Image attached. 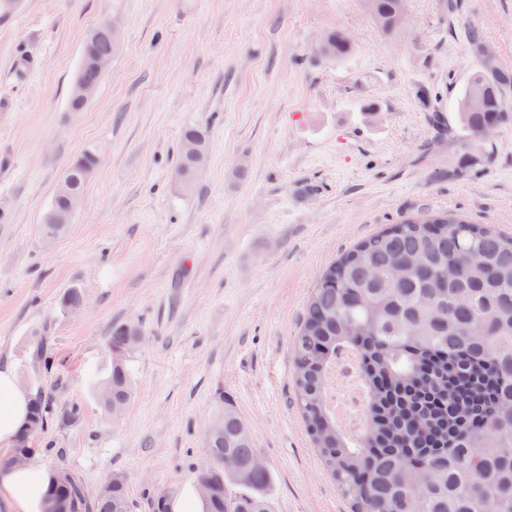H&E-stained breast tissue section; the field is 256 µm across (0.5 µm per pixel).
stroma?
Wrapping results in <instances>:
<instances>
[{
    "instance_id": "stroma-1",
    "label": "stroma",
    "mask_w": 512,
    "mask_h": 512,
    "mask_svg": "<svg viewBox=\"0 0 512 512\" xmlns=\"http://www.w3.org/2000/svg\"><path fill=\"white\" fill-rule=\"evenodd\" d=\"M0 20V358L79 420L33 439L37 465L87 498L119 474L136 512L195 492L205 434L236 409L271 473L273 512H349L294 403L293 341L321 273L424 207L512 233V121L482 141L439 134L480 59L512 71V0H408L384 35L363 0H21ZM120 44L84 111L68 106L87 36ZM344 31L337 64L321 40ZM377 104L368 116L364 106ZM209 159L172 184L185 127ZM98 150L73 221L41 224L66 167ZM79 311L64 307L70 289ZM133 323L134 394L97 385L113 326ZM318 50L325 58L340 63L352 54L353 44L344 33L336 31L325 37Z\"/></svg>"
}]
</instances>
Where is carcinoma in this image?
Returning <instances> with one entry per match:
<instances>
[{"mask_svg":"<svg viewBox=\"0 0 512 512\" xmlns=\"http://www.w3.org/2000/svg\"><path fill=\"white\" fill-rule=\"evenodd\" d=\"M400 0H364L386 34L398 33ZM463 37L480 68L456 98L457 127L435 113L439 130L480 138L512 114V73L484 54L478 29ZM119 32L102 24L87 38L73 84L98 85L96 65L112 57ZM353 52L342 32L328 34L319 53L338 63ZM475 98L479 110L469 108ZM173 168L176 188L190 192L208 160L207 139L189 126ZM97 166L88 148L66 169L42 224L54 239L72 222L70 200L84 193ZM458 274L448 279V265ZM138 328H112V372L100 392L111 412L124 409L133 385L124 355ZM294 390L303 423L328 476L351 512H512V236L448 213L422 211L360 241L321 275L294 341ZM358 365L364 405L357 431L342 426L329 384L341 359ZM54 417L38 394L29 423ZM210 485L204 512H272L270 472L246 423L220 407L205 436ZM126 480L117 474L88 505L79 485L60 476L45 512H133Z\"/></svg>","mask_w":512,"mask_h":512,"instance_id":"cac0c4a2","label":"carcinoma"}]
</instances>
